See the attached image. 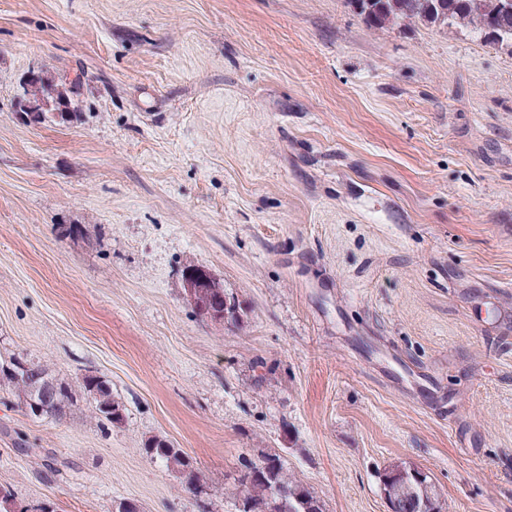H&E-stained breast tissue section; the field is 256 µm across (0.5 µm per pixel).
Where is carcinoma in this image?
<instances>
[{
  "instance_id": "obj_1",
  "label": "carcinoma",
  "mask_w": 512,
  "mask_h": 512,
  "mask_svg": "<svg viewBox=\"0 0 512 512\" xmlns=\"http://www.w3.org/2000/svg\"><path fill=\"white\" fill-rule=\"evenodd\" d=\"M351 10L371 29H385L405 23L420 22L438 26H462L481 39L512 46V0H346ZM79 91L55 81L49 71L40 69L23 83V100L46 108L32 114L25 108L21 113L40 122L52 114L61 122L78 116ZM213 287L193 302L198 314L214 299L227 297L223 285L211 278ZM14 372L0 366V386L5 387L24 407L35 401L41 404L40 416L60 420L75 406L72 385L55 376L47 364L32 359L10 360ZM80 387L90 397L89 408L98 418L112 423L122 420L123 406L112 396L108 383L100 377H82ZM143 450L151 458L165 463L177 472L189 489H196L201 475L189 457L169 442L155 438L145 442ZM275 465L265 468L262 463L246 466L245 474L235 479L232 494L238 500V512H324L320 500L300 482L288 476L276 454L264 456ZM421 469L393 465L380 476L381 490L391 489L397 498L396 512H441L440 497L429 502L428 493L435 492L430 475L419 478ZM25 502L13 491L0 486V512H16Z\"/></svg>"
}]
</instances>
